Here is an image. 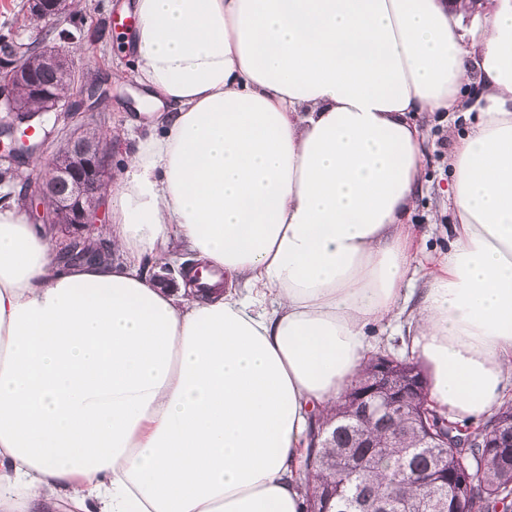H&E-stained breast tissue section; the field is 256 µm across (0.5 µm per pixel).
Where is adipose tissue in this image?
<instances>
[{
  "instance_id": "1",
  "label": "adipose tissue",
  "mask_w": 512,
  "mask_h": 512,
  "mask_svg": "<svg viewBox=\"0 0 512 512\" xmlns=\"http://www.w3.org/2000/svg\"><path fill=\"white\" fill-rule=\"evenodd\" d=\"M111 260L0 205V512H302L312 412L405 319L457 420L512 384V0H133ZM448 251L410 274L424 117ZM190 254L206 292L146 260Z\"/></svg>"
}]
</instances>
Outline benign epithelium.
<instances>
[{
	"label": "benign epithelium",
	"instance_id": "benign-epithelium-1",
	"mask_svg": "<svg viewBox=\"0 0 512 512\" xmlns=\"http://www.w3.org/2000/svg\"><path fill=\"white\" fill-rule=\"evenodd\" d=\"M29 12L59 27L65 21L69 0H28ZM74 52L61 42H52L40 34L28 44H9L0 48V107L10 114V132L23 131L21 141L29 143L35 132L32 121L40 113L32 110L30 101L44 104L49 112L58 111L64 97L53 94L38 80L33 62L47 69L68 75V86L80 84L82 93L91 90L96 78L76 72ZM64 146L77 158V163H61L59 154L52 155L40 175L37 200L29 202L35 224H53L65 232L60 254L86 246V229L95 223L102 211L103 186L112 179L111 151L107 141L89 135L83 129L73 132ZM374 378L347 399L346 416L363 421H389L394 411L421 396L425 381L417 370L400 365L391 356H382L373 363ZM487 448H511L512 428L493 423L485 438ZM455 488V512H473L470 501L477 499L482 488L474 484L470 468L460 464L448 474Z\"/></svg>",
	"mask_w": 512,
	"mask_h": 512
}]
</instances>
